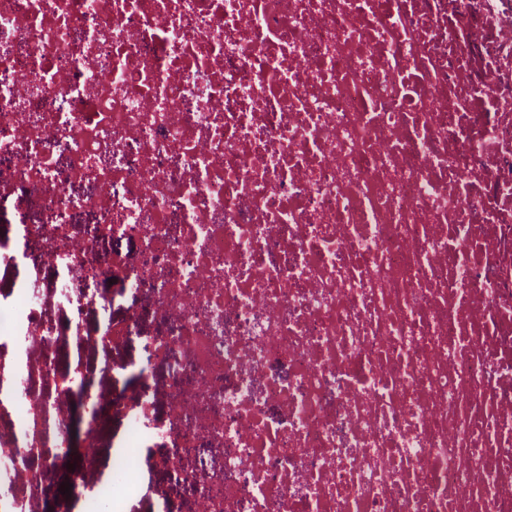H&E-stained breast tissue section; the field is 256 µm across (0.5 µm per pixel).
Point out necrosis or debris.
<instances>
[{
    "label": "necrosis or debris",
    "instance_id": "1",
    "mask_svg": "<svg viewBox=\"0 0 512 512\" xmlns=\"http://www.w3.org/2000/svg\"><path fill=\"white\" fill-rule=\"evenodd\" d=\"M6 204L60 280L0 324V512H125L153 438L184 512H512V0H0ZM95 300L166 425L63 368ZM126 430L125 422L119 415H112L107 427L101 435H94L92 438L93 447H84L83 452L86 455L93 456L98 439L97 452L94 456V462L90 469V476L93 480L102 478L106 481L112 476V456L115 449L120 448V443Z\"/></svg>",
    "mask_w": 512,
    "mask_h": 512
}]
</instances>
